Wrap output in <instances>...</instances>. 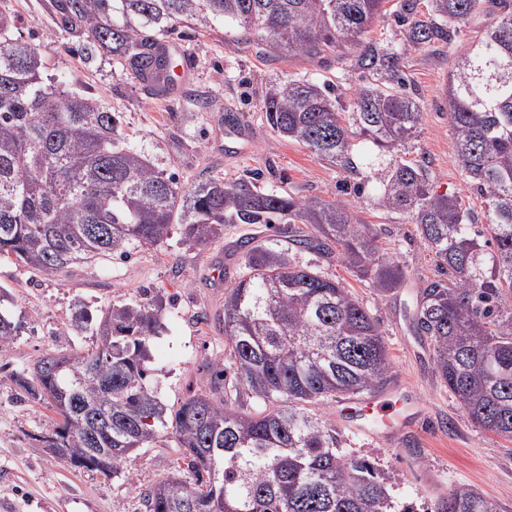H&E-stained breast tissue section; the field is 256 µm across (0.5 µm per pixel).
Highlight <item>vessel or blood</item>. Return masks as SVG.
Segmentation results:
<instances>
[{"label":"vessel or blood","instance_id":"b4317fda","mask_svg":"<svg viewBox=\"0 0 512 512\" xmlns=\"http://www.w3.org/2000/svg\"><path fill=\"white\" fill-rule=\"evenodd\" d=\"M413 407L412 392L400 386L384 395L347 402L342 412L354 420L356 431H365L370 417L380 419L388 430L394 431L413 426Z\"/></svg>","mask_w":512,"mask_h":512}]
</instances>
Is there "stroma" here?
<instances>
[{"label": "stroma", "instance_id": "1", "mask_svg": "<svg viewBox=\"0 0 512 512\" xmlns=\"http://www.w3.org/2000/svg\"><path fill=\"white\" fill-rule=\"evenodd\" d=\"M53 3L6 0L17 17L16 36L40 45L46 74L63 79L70 90L95 94L121 113L127 142L159 170L186 186L209 176L228 182L246 176L265 190L303 201L345 200L359 223L378 232L377 246L406 272L405 286L385 295L360 282L336 257L298 252L292 260L342 282L379 319L393 376L416 395L422 420L395 445L342 425L337 432L353 456L384 471L398 501L415 504L418 512L459 486L496 501L501 512H512V441L467 420L435 373L429 341L414 328L423 289L440 277L433 255L414 224L378 201L380 182L394 160L422 162L437 193L458 195L473 223H485V205L457 160L444 85L455 54L480 34L487 16L472 15L449 43L402 49L408 83L421 106L419 134L395 156L357 141L353 158L359 173L349 182L305 146L273 132L261 103L270 86L291 79L330 82L345 93L363 85V74L353 66L359 46L325 56H288L245 41L228 21L198 29L178 24L163 41L188 58L190 70L176 73L175 90L156 96L132 70L111 60L88 65L69 34L56 27ZM231 125L242 133L237 152L226 148ZM279 232L276 225L228 224L207 246L188 254L177 225L164 243L128 258L99 259L56 273L0 259V286L9 292L0 312L24 324L21 336L0 357V512H144V492L180 462L175 439L168 435L156 446L137 450L115 477L71 471L40 441L52 433L55 414L45 405L20 401L10 373L31 369L49 354L91 348L93 336L70 326L76 307L94 312L115 302L143 300L146 291L156 289L164 295L162 328L148 341L147 384L172 409L200 392L224 398V390L211 388L209 367L225 355L224 290L243 272L242 262L228 267L224 260L239 252L242 239L262 242L278 238Z\"/></svg>", "mask_w": 512, "mask_h": 512}]
</instances>
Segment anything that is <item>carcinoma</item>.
Wrapping results in <instances>:
<instances>
[{
  "label": "carcinoma",
  "instance_id": "obj_1",
  "mask_svg": "<svg viewBox=\"0 0 512 512\" xmlns=\"http://www.w3.org/2000/svg\"><path fill=\"white\" fill-rule=\"evenodd\" d=\"M387 2L57 0L55 24L87 63L124 61L158 94L171 82L156 66L158 36L179 21L206 28L230 20L246 40L290 55L361 46L355 67L367 82L350 99L326 82L290 79L262 103L273 131L351 178L356 140L390 153L420 125L400 53L367 37ZM477 11L491 21L455 56L446 93L457 159L489 224L471 223L458 196L434 191L421 164L394 163L379 202L416 225L444 275L423 289L415 316L438 377L476 428L512 441V0H430L422 17L402 0L397 15L401 40L421 45L451 41ZM15 29L13 12L0 5V258L54 272L76 260L126 258L164 242L176 224L186 226L187 253L226 224L287 225L284 247L240 243L245 272L224 292L228 354L213 373L233 377L235 396L194 394L170 411L147 387L160 292L99 316L80 309L72 326L95 330L94 347L11 374L23 398L59 416L40 442L74 469L115 476L136 449L173 435L183 466L145 492V512H415L394 500L374 463L341 448L336 428L307 409L375 391L393 374L379 321L342 283L289 258L293 249L335 253L369 287L393 291L405 270L376 247L371 228L346 201H301L250 179L180 185L128 146L118 113L45 74L40 49ZM22 328L0 313V353ZM55 361L64 368H45ZM433 512L500 508L459 486Z\"/></svg>",
  "mask_w": 512,
  "mask_h": 512
}]
</instances>
